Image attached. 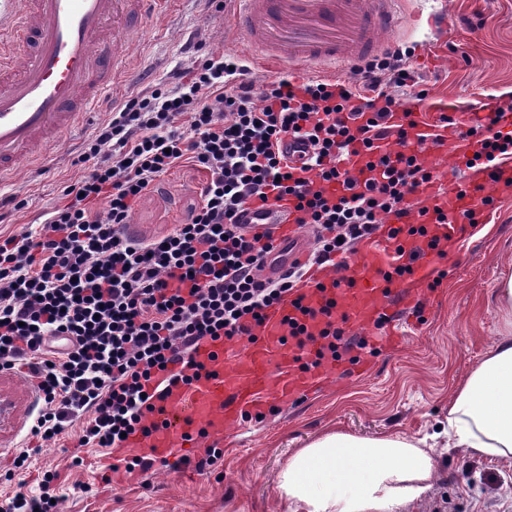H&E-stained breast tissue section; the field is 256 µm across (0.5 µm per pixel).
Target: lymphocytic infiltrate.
<instances>
[{"mask_svg":"<svg viewBox=\"0 0 512 512\" xmlns=\"http://www.w3.org/2000/svg\"><path fill=\"white\" fill-rule=\"evenodd\" d=\"M244 70L237 56L209 55L127 100L87 140L78 158L85 172L64 188V204L41 229L0 242V371L22 365L38 380L32 436L55 437L77 421L83 446L150 435L159 375L179 363V381L197 380L201 368L188 355L201 339L256 341L267 309L293 295L305 271L295 263L281 280H262L272 246H255L238 223L247 201L294 196L316 230L310 263L332 266L432 182L425 159L404 154L393 166L380 151L383 141L410 139L408 125L391 121L400 109L392 88L415 81L402 52L356 66L354 88L281 79L258 91L241 81ZM290 135L313 145L315 165L281 151ZM466 135L476 146L467 167L488 170L512 153V130L472 126ZM354 144L363 165L348 159ZM183 165L206 174L189 223L156 240L130 233L137 200ZM332 179L345 195H326ZM318 338L335 361L369 346L346 337L329 308L315 330L286 321L281 340L301 351Z\"/></svg>","mask_w":512,"mask_h":512,"instance_id":"lymphocytic-infiltrate-1","label":"lymphocytic infiltrate"}]
</instances>
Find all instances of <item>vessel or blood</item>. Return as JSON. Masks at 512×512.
I'll use <instances>...</instances> for the list:
<instances>
[{
  "instance_id": "obj_1",
  "label": "vessel or blood",
  "mask_w": 512,
  "mask_h": 512,
  "mask_svg": "<svg viewBox=\"0 0 512 512\" xmlns=\"http://www.w3.org/2000/svg\"><path fill=\"white\" fill-rule=\"evenodd\" d=\"M0 11V177L28 159L44 155L68 132L88 121L122 71L117 40L105 30L107 18L128 5L140 15L155 13L165 0H9ZM236 21L248 44L271 63L297 68L349 64L384 46L401 23L400 0H236ZM438 205L432 189L410 198L409 213L388 216L385 227L414 223L418 204ZM296 200L285 197L245 203L241 220L252 234H271L274 251L262 275L274 280L299 254ZM382 254L367 245L356 268L314 275L302 286V305L314 310L329 302L348 303L357 326L416 306L434 257L423 251L411 263L404 288H387L376 270ZM291 302L270 308L264 343L250 346L232 371L224 369L223 342H201L194 354L206 374L190 386L177 385L159 401L161 428L150 437L131 435L129 448H145L156 461L180 467L201 446L194 425L220 432L260 401H285L316 390L318 373L294 374V350L282 348L284 318L299 317Z\"/></svg>"
}]
</instances>
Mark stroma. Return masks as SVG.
I'll list each match as a JSON object with an SVG mask.
<instances>
[{
	"label": "stroma",
	"mask_w": 512,
	"mask_h": 512,
	"mask_svg": "<svg viewBox=\"0 0 512 512\" xmlns=\"http://www.w3.org/2000/svg\"><path fill=\"white\" fill-rule=\"evenodd\" d=\"M236 9L235 0H228L221 12L207 0H175L169 9L136 24L114 21V31L130 40V77L117 84L112 104L103 106L99 119L107 118L113 103L169 82L175 71L208 53L238 56L247 67V80L259 88L297 74L321 78L314 66L297 72L248 55L232 28ZM436 12L447 14L446 29L429 28L427 19ZM408 23L389 45L407 51V63L427 95L420 101L413 89H398L404 107L420 112L444 101L456 116L512 94V0H415ZM425 40L433 44L427 53L417 48ZM87 137V131H80L45 163L21 165L7 178L0 192L21 194L27 204L20 210L0 208V234L41 225L45 213L60 204L66 182L81 173L75 161ZM202 180L190 166L171 170L134 207L130 231L156 239L185 223L200 202ZM457 251L441 284L424 289L419 307L393 321L402 338L398 346L381 342L375 326L364 328L378 349L369 358L370 373L345 358L341 374L315 393L267 403L240 416L220 442L223 459L188 479L157 464L124 484L104 482L107 450L79 446L75 427L42 442L27 468L14 471L16 446L37 400L25 370L0 372V398L12 403L0 421V498L19 491L38 494L41 476L50 470L58 475V512H282L281 474L295 452L319 436L338 430L363 437L402 433L420 438L434 432L448 415L457 382L505 335L512 320L497 300L500 284L512 277V195L501 194L481 224L467 227ZM415 512H512V465L458 448L441 452L434 487Z\"/></svg>",
	"instance_id": "1"
}]
</instances>
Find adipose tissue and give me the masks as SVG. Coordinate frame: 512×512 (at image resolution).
Returning <instances> with one entry per match:
<instances>
[{
  "label": "adipose tissue",
  "instance_id": "obj_1",
  "mask_svg": "<svg viewBox=\"0 0 512 512\" xmlns=\"http://www.w3.org/2000/svg\"><path fill=\"white\" fill-rule=\"evenodd\" d=\"M448 447L512 459V336L499 339L448 404ZM437 462L422 440L330 432L299 449L282 473L286 512H404L429 492Z\"/></svg>",
  "mask_w": 512,
  "mask_h": 512
}]
</instances>
